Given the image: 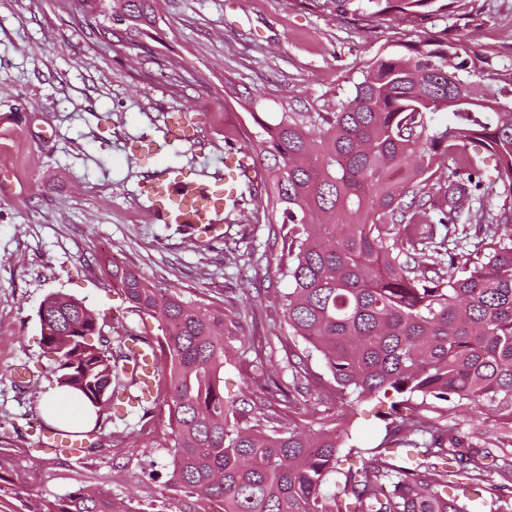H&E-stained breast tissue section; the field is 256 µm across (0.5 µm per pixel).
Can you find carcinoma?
<instances>
[{
    "instance_id": "obj_1",
    "label": "carcinoma",
    "mask_w": 512,
    "mask_h": 512,
    "mask_svg": "<svg viewBox=\"0 0 512 512\" xmlns=\"http://www.w3.org/2000/svg\"><path fill=\"white\" fill-rule=\"evenodd\" d=\"M156 2L112 0L103 20L124 16L123 32L139 37L155 23ZM293 2L363 27L384 16L456 23L406 54L373 57L350 93L328 104L291 101L273 116L250 113L255 148L274 160L267 196L288 226L278 257L288 330L353 400H390L386 434L373 448L345 452L331 416L315 432L301 424L313 387L301 358L288 359L284 384L255 352L249 378L264 398L237 406L224 396L235 316L117 266L112 285L155 319L156 338H108L99 318L65 294L48 295L38 310L55 389L96 414L79 452L97 449L92 435L103 416L136 405L143 424L129 439L168 414L162 447L185 498L181 512H468L463 498L512 512V486L489 479L512 476V452L494 458L474 441L476 430L430 416L440 402L479 414L496 406L512 426V235H496L512 224V206L495 216L481 206L485 154L512 194V89L474 98L470 86L489 77L484 57L473 53L462 74L448 64L477 15L475 0ZM458 228L472 236L469 247ZM142 347L155 356L147 392L127 377ZM355 455L361 466L345 465ZM15 485L1 448L0 499ZM27 512L142 509L82 486L42 497Z\"/></svg>"
}]
</instances>
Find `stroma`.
Returning a JSON list of instances; mask_svg holds the SVG:
<instances>
[{"label":"stroma","mask_w":512,"mask_h":512,"mask_svg":"<svg viewBox=\"0 0 512 512\" xmlns=\"http://www.w3.org/2000/svg\"><path fill=\"white\" fill-rule=\"evenodd\" d=\"M481 13L465 50L484 54L496 77L512 74V0H476ZM425 29L389 17L357 27L292 0H159L156 22L136 43L112 42L80 12L77 0H0V170L11 195H0V434L11 439L13 469L27 496H58L91 483L119 498L179 506L159 441L166 419L153 422L136 450L105 420L97 452L57 458L43 444L41 401L50 365L38 309L48 294L82 301L103 318V333L155 337L150 316L129 308L103 269L110 262L176 290L188 300L223 304L239 329L224 365V394L260 398L246 372L254 347L280 370L288 353L304 356L316 377L312 408L342 414L339 435L364 447L379 443L384 423L376 402L340 394L321 359L290 336L278 293L288 281L277 267L278 218L246 200L224 224L222 244L196 246L180 225L153 223L148 188L159 170L190 178L224 174V153L267 162L249 142L248 100L275 112L299 97L322 103L349 90L364 64L402 54ZM188 115L190 137L164 136L172 112ZM36 382L19 387L17 367Z\"/></svg>","instance_id":"obj_1"}]
</instances>
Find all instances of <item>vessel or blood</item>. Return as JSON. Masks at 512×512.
Listing matches in <instances>:
<instances>
[{
  "mask_svg": "<svg viewBox=\"0 0 512 512\" xmlns=\"http://www.w3.org/2000/svg\"><path fill=\"white\" fill-rule=\"evenodd\" d=\"M225 174L214 180H186L184 175L163 169L149 190V212L155 223L183 225L188 237L208 245L222 239L224 207L240 181L251 180L255 170L227 157Z\"/></svg>",
  "mask_w": 512,
  "mask_h": 512,
  "instance_id": "1",
  "label": "vessel or blood"
}]
</instances>
